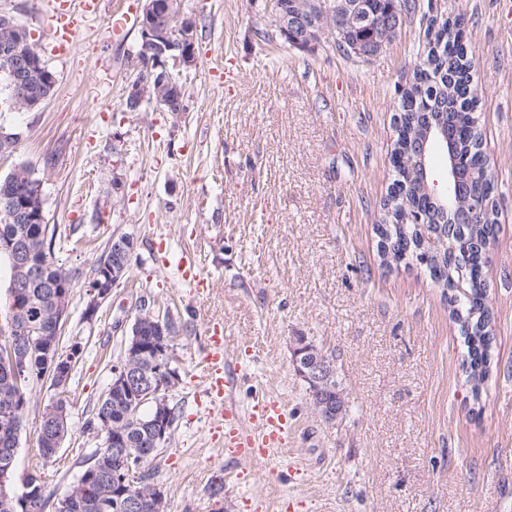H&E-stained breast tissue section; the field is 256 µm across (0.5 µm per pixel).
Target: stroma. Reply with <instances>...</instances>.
Here are the masks:
<instances>
[{
    "label": "stroma",
    "instance_id": "1",
    "mask_svg": "<svg viewBox=\"0 0 512 512\" xmlns=\"http://www.w3.org/2000/svg\"><path fill=\"white\" fill-rule=\"evenodd\" d=\"M119 2L107 0L58 56L41 0H0L56 75L40 110L0 104V125L20 133L0 176L24 166L39 179L65 267L90 269L116 234L137 254L93 319L84 284L74 287L62 340L85 351L68 386L71 432L57 456H39L35 422L58 392L36 383L18 472L39 471L59 494L102 446L86 421L145 301L187 326L168 393L179 416L152 463L167 512H248L251 500L265 512H512V0H416L367 61L328 36L311 51L276 38L259 52L256 30L274 24L262 0H179L204 31L196 67L181 73L178 117L152 103L126 110L141 41L134 24L113 35ZM434 13L465 19L495 176L484 269L493 348L477 401L447 292L416 261L383 259L376 231L394 180L393 117ZM184 254L208 291L181 280ZM216 321L233 399L246 410L274 397L293 419L287 446L267 460L230 462L211 440L219 419L197 366ZM297 336L334 358L343 421L315 415L293 366Z\"/></svg>",
    "mask_w": 512,
    "mask_h": 512
}]
</instances>
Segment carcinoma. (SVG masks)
<instances>
[{"mask_svg":"<svg viewBox=\"0 0 512 512\" xmlns=\"http://www.w3.org/2000/svg\"><path fill=\"white\" fill-rule=\"evenodd\" d=\"M435 45L430 47L419 59L414 69L413 82L404 92L406 100L399 103L402 112V125L398 133V161L394 165L395 179L389 195L390 211L382 214L383 225L380 241L391 243L390 258L400 261L403 251L409 256L423 249L429 252L426 267L430 277L448 291V302L455 320L462 323L467 347L468 377L472 382V398L478 400L481 386L489 374L492 339L488 330L489 311L485 306L486 290L484 288V262L478 256H469L468 263L472 273L464 290H459V262L470 240H486L494 236V212L476 213L472 223L461 231L449 233L445 238L436 235L431 224H414L406 220L408 204L424 209L430 201L423 192V184L412 177L411 156L407 151V141L415 138L417 126L414 113L451 112L455 116V140L453 149L465 159L463 173L468 175V187L457 199V209L466 207L468 197L481 194L494 197L493 173L485 170L486 164L481 151V134L474 126L469 113L476 111L478 96L470 84V72L475 66L473 55L463 46V31L459 20L442 29L435 36ZM51 70L46 64L33 67L26 79V90L41 95L46 85V76ZM138 74L148 87V100L159 96H170V89L158 86L153 77L143 71ZM27 237L35 242L38 251L32 255V266L37 270L24 289L26 297L21 306V314L26 323H34L39 329L51 334L56 330L57 319L54 312V299L72 295V290L82 277L78 269H65L55 262L53 248L55 229L50 225L40 224H6L0 216V236ZM112 273V246H107L96 266L91 270L89 279L97 280ZM152 329L144 328L139 346L127 340L121 362L123 366L136 373L138 384L131 390L108 388L93 408L89 424L102 435L104 447L96 450L82 462L81 468L65 496L70 500L71 512H127L126 498L119 488L112 484V471L129 462L139 461L153 476L149 466L158 455L156 449L163 445L155 441L153 421L158 415V408L153 403H146L139 410L130 409L132 399L144 392L149 386L165 380L166 370L162 369V358L148 347ZM30 373L28 381L15 385L9 376V369L0 363V399L8 397L13 401L15 418L19 426L26 425V412L35 383L42 380V357L39 350H30ZM40 424L45 427L55 425L56 432L70 433V422H62L58 416L43 411ZM33 488V497L29 504L18 505L15 510L0 508V512H51L49 503L56 494L46 489L39 474Z\"/></svg>","mask_w":512,"mask_h":512,"instance_id":"1","label":"carcinoma"}]
</instances>
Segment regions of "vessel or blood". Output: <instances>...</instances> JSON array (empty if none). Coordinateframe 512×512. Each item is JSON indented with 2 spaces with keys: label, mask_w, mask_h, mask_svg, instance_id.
I'll list each match as a JSON object with an SVG mask.
<instances>
[{
  "label": "vessel or blood",
  "mask_w": 512,
  "mask_h": 512,
  "mask_svg": "<svg viewBox=\"0 0 512 512\" xmlns=\"http://www.w3.org/2000/svg\"><path fill=\"white\" fill-rule=\"evenodd\" d=\"M54 18L49 38L57 49L72 43L85 18L100 10V0H49ZM204 393L209 398L224 427L222 445L229 458L251 463L268 459L271 453L288 442L291 426L288 411L280 400L264 398L254 403L250 419L253 430L244 431L238 406L231 400V382L225 371L224 327L210 325L206 355L201 370Z\"/></svg>",
  "instance_id": "obj_1"
}]
</instances>
